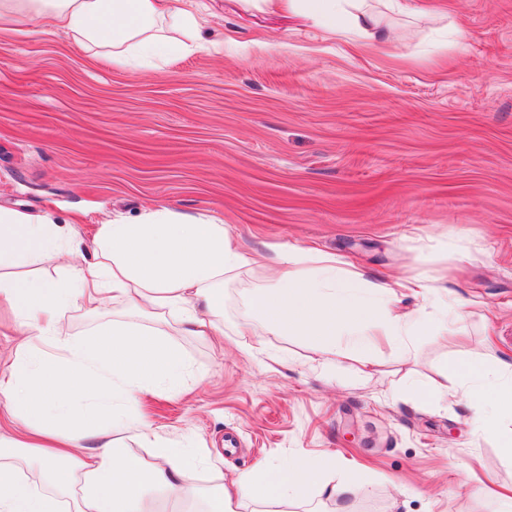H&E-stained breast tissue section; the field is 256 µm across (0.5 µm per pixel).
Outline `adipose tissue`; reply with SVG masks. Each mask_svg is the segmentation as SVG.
Wrapping results in <instances>:
<instances>
[{
  "mask_svg": "<svg viewBox=\"0 0 512 512\" xmlns=\"http://www.w3.org/2000/svg\"><path fill=\"white\" fill-rule=\"evenodd\" d=\"M260 2L317 27L345 24L364 47L389 41L384 16L429 14L422 0ZM2 19L64 30L81 47L101 50L124 67L193 50L199 27L180 0H0ZM62 256L73 260L65 277L34 273V266ZM309 256L301 247L280 251L263 285L245 292L265 332L308 337L326 354L344 336L367 366L365 351L379 337L407 340L423 327L419 315L398 306L397 291L412 287L426 296L427 285L397 277L369 288L362 273L333 257L298 274L296 265ZM258 262L203 215L155 208L132 224L105 222L86 241L48 217L0 209V304L11 309L23 336L21 352L0 371V407L11 420L10 427L0 426V512H157L163 500H200L207 512H235L234 501L243 498L305 500L314 489L338 502V512H348L362 482L351 470L340 482L327 480L335 458L285 459L226 485L200 487L196 456L148 433L135 414L138 393L182 381L186 362L172 336L222 340L216 315L224 309V279ZM75 304L111 312L112 326L70 333L64 315ZM130 311L147 325L122 324ZM466 371L476 423L511 448L512 430L496 422L512 414V383L502 380L506 367H490L480 357ZM117 429L145 439L158 463L114 447ZM26 463L37 467L39 482L22 476Z\"/></svg>",
  "mask_w": 512,
  "mask_h": 512,
  "instance_id": "obj_1",
  "label": "adipose tissue"
}]
</instances>
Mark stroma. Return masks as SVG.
Here are the masks:
<instances>
[{"label":"stroma","instance_id":"1","mask_svg":"<svg viewBox=\"0 0 512 512\" xmlns=\"http://www.w3.org/2000/svg\"><path fill=\"white\" fill-rule=\"evenodd\" d=\"M201 50L139 69L62 31L0 26V206L91 239L166 206L221 222L247 253L301 245L372 283L421 279L463 320L381 340L359 373L264 333L224 283V345L177 337L178 393L138 396L152 431L202 457L199 481L335 457L352 512H497L512 455L479 432L446 367L512 365V0H430L387 45L244 0H191ZM423 381L425 400L409 392Z\"/></svg>","mask_w":512,"mask_h":512}]
</instances>
